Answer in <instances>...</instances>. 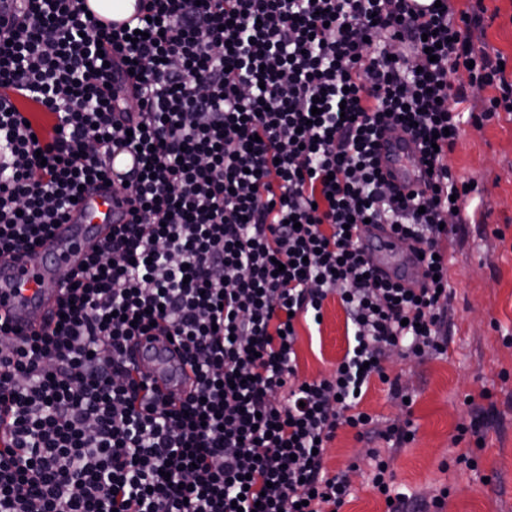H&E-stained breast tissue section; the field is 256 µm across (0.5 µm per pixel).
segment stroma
<instances>
[{"label":"stroma","instance_id":"stroma-1","mask_svg":"<svg viewBox=\"0 0 512 512\" xmlns=\"http://www.w3.org/2000/svg\"><path fill=\"white\" fill-rule=\"evenodd\" d=\"M488 51L512 59V0H483ZM451 171L472 181L462 204L461 232L442 240L448 281V346L424 361L391 356L389 376L400 377L410 406L373 379L359 409L386 428L411 421L414 439L391 452L397 491L423 498L448 488L442 512H512V112L479 124H464L446 157ZM299 379L327 376L348 348L347 313L329 297L321 323L296 325ZM488 422L479 434H460L480 411ZM381 438H359L340 427L329 444V471L347 474L351 494L340 512H387L384 496L372 489L370 451ZM476 467L460 463V456Z\"/></svg>","mask_w":512,"mask_h":512}]
</instances>
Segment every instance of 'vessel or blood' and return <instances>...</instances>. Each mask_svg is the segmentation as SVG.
<instances>
[{"instance_id":"vessel-or-blood-1","label":"vessel or blood","mask_w":512,"mask_h":512,"mask_svg":"<svg viewBox=\"0 0 512 512\" xmlns=\"http://www.w3.org/2000/svg\"><path fill=\"white\" fill-rule=\"evenodd\" d=\"M378 161L387 180L400 193L424 188L426 167L403 128L383 132ZM122 211L121 200L113 196L111 186L98 183L81 194L70 208L66 223L56 225L49 240L35 253L0 259V321L22 335L39 330L52 317L64 291L60 269H79L93 244L121 223ZM361 241L380 274L400 280L408 288L420 287L422 265L417 254L408 251L400 259H393L388 226L363 227ZM134 355L148 364L152 385L172 400H180L188 392L186 379L174 371L165 340L138 345Z\"/></svg>"}]
</instances>
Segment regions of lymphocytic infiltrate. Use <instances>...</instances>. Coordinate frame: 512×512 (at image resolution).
I'll use <instances>...</instances> for the list:
<instances>
[{
	"label": "lymphocytic infiltrate",
	"mask_w": 512,
	"mask_h": 512,
	"mask_svg": "<svg viewBox=\"0 0 512 512\" xmlns=\"http://www.w3.org/2000/svg\"><path fill=\"white\" fill-rule=\"evenodd\" d=\"M483 11L413 0H147L114 29L82 0H0V255L64 223L87 182L131 208L64 276L57 313L16 336L0 322V512H339L351 494L324 452L365 430L360 392L389 353H443L448 276L439 240L468 194L444 158L464 120L512 112ZM142 38H134V31ZM493 89L464 113L468 85ZM319 114H312V107ZM409 130L429 186L379 173L391 126ZM137 166L109 179L116 150ZM415 243L423 284L372 268L364 222ZM338 295L352 340L333 372L300 381L296 324ZM177 341L179 402L129 359ZM370 483L388 512H436Z\"/></svg>",
	"instance_id": "f902f5d3"
}]
</instances>
